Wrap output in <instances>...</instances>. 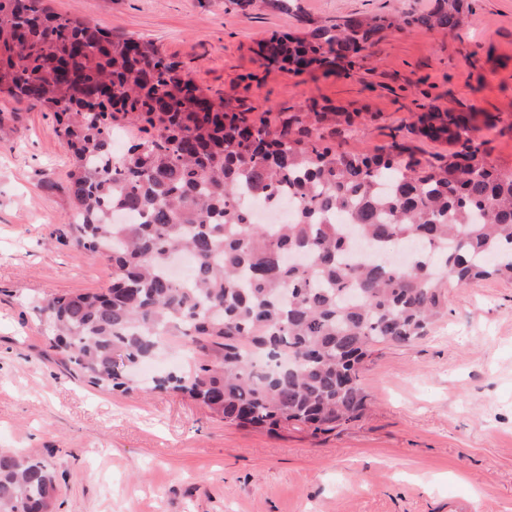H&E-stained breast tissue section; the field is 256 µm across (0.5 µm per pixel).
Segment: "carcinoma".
<instances>
[{
  "label": "carcinoma",
  "mask_w": 512,
  "mask_h": 512,
  "mask_svg": "<svg viewBox=\"0 0 512 512\" xmlns=\"http://www.w3.org/2000/svg\"><path fill=\"white\" fill-rule=\"evenodd\" d=\"M468 0L420 15L376 14L276 33L261 65L350 73L383 34L461 28ZM58 14L42 0H0V93L53 112L73 153L75 245L112 261L105 293L35 306L70 374L92 387L136 389L130 375L170 336L212 360L153 378L238 427L330 433L367 407L360 368L379 344H409L448 311L449 286L512 280V173L489 164L473 109L418 103L374 153L342 149L355 115L316 102L253 116L208 96L187 65L150 42ZM112 100L87 115L75 95ZM139 136L112 153L125 124ZM451 147L422 157L417 141ZM296 204L288 224L255 222L247 200ZM344 214L376 252L419 244L407 269L350 255ZM192 259L178 281L174 257ZM41 461L0 451V512H53Z\"/></svg>",
  "instance_id": "1"
}]
</instances>
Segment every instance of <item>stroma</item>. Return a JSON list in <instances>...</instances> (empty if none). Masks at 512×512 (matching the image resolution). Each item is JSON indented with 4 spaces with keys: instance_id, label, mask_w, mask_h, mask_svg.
Returning <instances> with one entry per match:
<instances>
[{
    "instance_id": "stroma-1",
    "label": "stroma",
    "mask_w": 512,
    "mask_h": 512,
    "mask_svg": "<svg viewBox=\"0 0 512 512\" xmlns=\"http://www.w3.org/2000/svg\"><path fill=\"white\" fill-rule=\"evenodd\" d=\"M116 36L188 62L198 86L256 112L312 100L377 113L347 150L385 145L416 101L495 117L480 136L512 172V0H473L455 32H392L345 76L263 67L272 33L302 36L343 17L423 13L432 0H44ZM71 155L52 112L0 95V449L52 470L53 512H512V282L448 291L427 336L382 345L360 378L362 418L313 436L240 428L175 393L131 395L72 378L33 311L53 295L99 292L112 264L77 247Z\"/></svg>"
}]
</instances>
